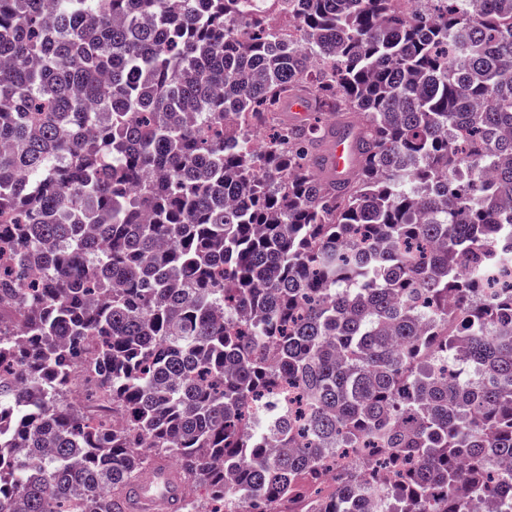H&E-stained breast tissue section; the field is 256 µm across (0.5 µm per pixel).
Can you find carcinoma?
<instances>
[{
    "label": "carcinoma",
    "mask_w": 512,
    "mask_h": 512,
    "mask_svg": "<svg viewBox=\"0 0 512 512\" xmlns=\"http://www.w3.org/2000/svg\"><path fill=\"white\" fill-rule=\"evenodd\" d=\"M247 2L0 0V512H512V0ZM353 159L352 145L347 139L332 140L326 154V164L338 177H344L351 168ZM179 496L180 482L176 472L159 466L135 486L129 509L138 512L173 511Z\"/></svg>",
    "instance_id": "obj_1"
}]
</instances>
